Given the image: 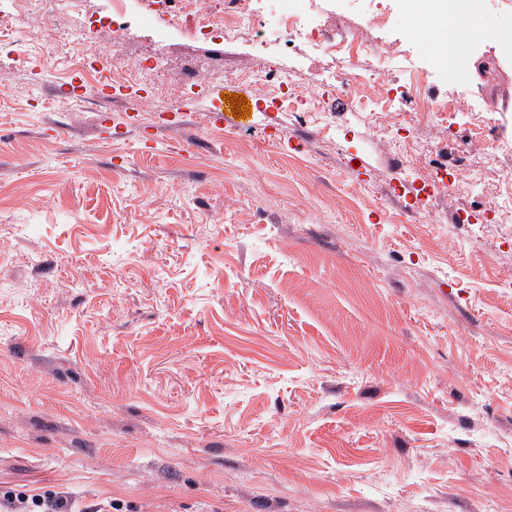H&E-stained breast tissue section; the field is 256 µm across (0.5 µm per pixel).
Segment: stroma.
<instances>
[{
  "mask_svg": "<svg viewBox=\"0 0 512 512\" xmlns=\"http://www.w3.org/2000/svg\"><path fill=\"white\" fill-rule=\"evenodd\" d=\"M116 7L32 15L0 67V487L75 512H512V224L453 222L460 171L416 216L391 188L427 170L344 96L325 129L240 83L242 125L218 85L128 87L142 52L214 50L149 16L94 33L113 82L82 86L60 36ZM387 13L376 41L443 50L420 0ZM466 19L459 65L510 141L512 0ZM223 50L321 83L303 47ZM471 161L512 210V152Z\"/></svg>",
  "mask_w": 512,
  "mask_h": 512,
  "instance_id": "obj_1",
  "label": "stroma"
}]
</instances>
